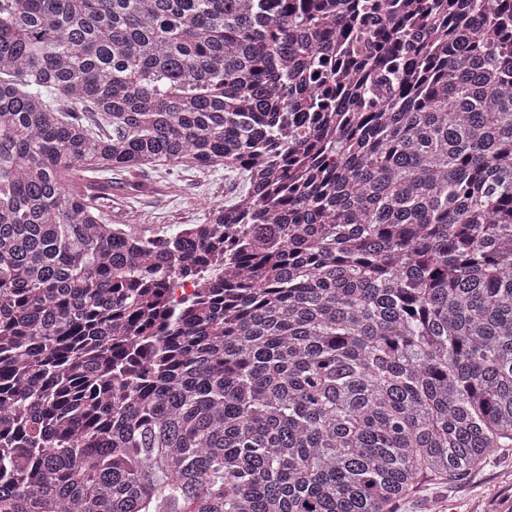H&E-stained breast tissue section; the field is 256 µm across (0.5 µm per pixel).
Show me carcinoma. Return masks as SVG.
I'll use <instances>...</instances> for the list:
<instances>
[{
	"label": "carcinoma",
	"mask_w": 512,
	"mask_h": 512,
	"mask_svg": "<svg viewBox=\"0 0 512 512\" xmlns=\"http://www.w3.org/2000/svg\"><path fill=\"white\" fill-rule=\"evenodd\" d=\"M221 164L160 236L67 186ZM511 447L512 0H0V512H392Z\"/></svg>",
	"instance_id": "1"
}]
</instances>
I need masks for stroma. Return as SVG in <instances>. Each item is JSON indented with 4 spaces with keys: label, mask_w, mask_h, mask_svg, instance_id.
Here are the masks:
<instances>
[{
    "label": "stroma",
    "mask_w": 512,
    "mask_h": 512,
    "mask_svg": "<svg viewBox=\"0 0 512 512\" xmlns=\"http://www.w3.org/2000/svg\"><path fill=\"white\" fill-rule=\"evenodd\" d=\"M248 182L223 167L107 175L81 173L71 188L102 211L104 219L137 235H155L203 224L211 205L226 203ZM512 512V448H500L461 481H424L397 503L395 512Z\"/></svg>",
    "instance_id": "obj_1"
}]
</instances>
